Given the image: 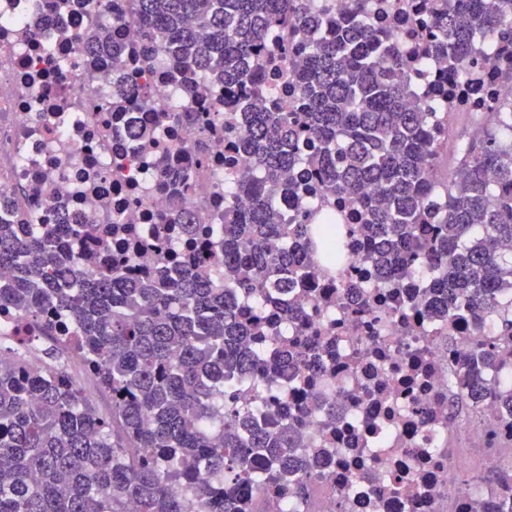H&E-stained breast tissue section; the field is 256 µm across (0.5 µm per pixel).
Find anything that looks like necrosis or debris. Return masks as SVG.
Returning a JSON list of instances; mask_svg holds the SVG:
<instances>
[{"label": "necrosis or debris", "mask_w": 512, "mask_h": 512, "mask_svg": "<svg viewBox=\"0 0 512 512\" xmlns=\"http://www.w3.org/2000/svg\"><path fill=\"white\" fill-rule=\"evenodd\" d=\"M110 15L113 52L86 54L85 33ZM362 21L402 50L410 104L430 112L443 103L448 125L439 137L465 116L479 134L476 117L512 102L504 74L511 62L501 49L481 57L473 80L452 82L445 62L425 50L432 28L423 0H368ZM142 47L134 0H110L105 12L85 0H0V201L9 223L42 228L66 215L132 224L150 237L182 174L193 183L183 202L198 223L213 227L228 202L249 208L236 170L225 166L229 148L246 137L253 110L272 103L305 110L295 78L305 49L289 47L276 63L256 66L262 95L229 106L220 84L186 96L170 63L135 67ZM116 53L125 62L119 71ZM141 126L157 135L132 144ZM368 250L366 240L354 241L331 275L311 256L317 273L294 293L310 318L309 335L324 344L326 371L280 380L276 392L294 399L304 389L335 405L336 428H326L323 412L304 417L324 461L310 501L289 496L288 512H508L494 487L475 500L458 490L468 449L512 437L500 424V405L485 401L469 424L449 408L462 376L512 388V365L471 363L473 339L493 334V322L430 320V271L420 269L400 288L374 286Z\"/></svg>", "instance_id": "obj_1"}]
</instances>
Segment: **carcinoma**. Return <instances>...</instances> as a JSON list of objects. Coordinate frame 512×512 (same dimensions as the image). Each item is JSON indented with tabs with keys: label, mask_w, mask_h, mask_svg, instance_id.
I'll use <instances>...</instances> for the list:
<instances>
[{
	"label": "carcinoma",
	"mask_w": 512,
	"mask_h": 512,
	"mask_svg": "<svg viewBox=\"0 0 512 512\" xmlns=\"http://www.w3.org/2000/svg\"><path fill=\"white\" fill-rule=\"evenodd\" d=\"M311 0H136L144 60L158 55L188 73L205 71L224 88L255 82L253 58L282 51L278 35L307 42L296 73L305 112H256L240 151L238 174L251 209H224L222 248L210 230L175 203L160 224L182 223L197 248L148 272L135 253L153 243L131 240L112 265L96 252L110 245L98 224L65 221L27 237L0 220V312L24 319L20 332L51 345L39 373L23 354L0 344V512H282L280 498L303 495L321 459L307 447L299 417L316 400L268 399L273 377H305L319 342L279 338L277 327L245 312L243 298L277 304L286 320L303 319L288 291L309 276L307 255L334 265L344 242L330 225L279 210V199L307 193L298 168H313L320 190L355 209L350 230L371 245L369 258L387 283L427 260L444 295L430 314L463 311L478 324L497 321L499 337L473 344V361L500 368L512 359V112H485L483 135L459 147L453 172L440 175L448 142L434 137L444 113L407 104L400 52L368 26L346 20L333 36L308 39ZM437 31L435 51L452 78H468L475 52L470 28L480 22L489 47H512V0H425ZM108 26L85 35L86 51L106 43ZM271 351L257 363L252 338ZM78 355L85 375L110 400L102 411L85 396L65 361ZM239 385L224 389V381ZM488 396L512 417V389L471 384L460 401ZM267 421L251 416L256 401ZM295 482L288 484V475ZM255 477L272 487L260 504L241 487ZM183 493L171 492L172 484ZM512 502V469L497 475Z\"/></svg>",
	"instance_id": "carcinoma-1"
}]
</instances>
